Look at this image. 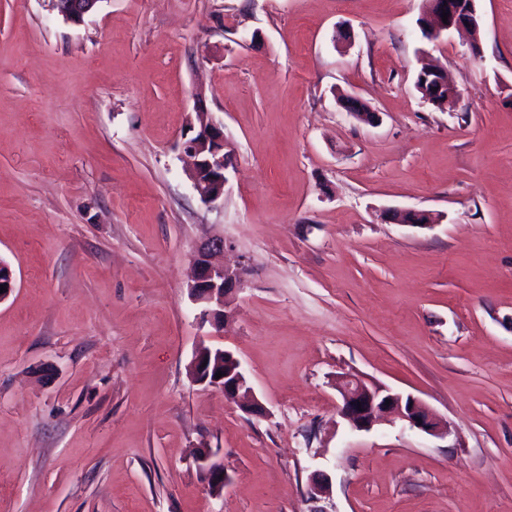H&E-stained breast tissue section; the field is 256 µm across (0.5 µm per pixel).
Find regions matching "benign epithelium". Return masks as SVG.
Here are the masks:
<instances>
[{
	"mask_svg": "<svg viewBox=\"0 0 512 512\" xmlns=\"http://www.w3.org/2000/svg\"><path fill=\"white\" fill-rule=\"evenodd\" d=\"M51 8L63 20L79 24L92 12L100 0H49ZM428 14L432 17L426 36L437 40L448 32L466 33L470 38V49L474 56L482 53L479 32L481 18L476 9V0H428ZM448 13L447 21H442V13ZM348 112L357 120L372 124L376 113L365 111L364 104L355 97L344 99ZM224 138V130L206 112L196 113V121L189 123L184 135L182 149L193 158L189 177L199 194L201 202L211 205L223 198L227 183L226 170L230 165V152ZM390 219L396 224L428 228L437 222L436 216L421 210H402L391 213ZM228 246L222 237H211L200 244L193 255L196 276L189 287L191 299L200 307L199 317L217 329L227 328L233 321L230 301L239 287L243 268H230L214 265L210 256ZM0 285L7 291L0 293V301L9 296L15 287L14 272L10 264L0 259ZM221 377H216L217 373ZM190 373L194 382L216 388L224 393L228 401H244L248 413L255 416L265 414L263 404L254 394L241 362L232 352L221 348L211 349L200 346L191 361ZM334 387L340 397L338 411L351 428L369 431L383 419L403 422L426 435L443 439L448 436V428L443 419L425 402L411 395L403 396L377 384H366L348 373L336 375ZM205 480L215 495L224 490L226 478L224 465L210 462L201 457ZM331 479L323 473L316 474L309 485V498L318 501L330 495Z\"/></svg>",
	"mask_w": 512,
	"mask_h": 512,
	"instance_id": "obj_1",
	"label": "benign epithelium"
}]
</instances>
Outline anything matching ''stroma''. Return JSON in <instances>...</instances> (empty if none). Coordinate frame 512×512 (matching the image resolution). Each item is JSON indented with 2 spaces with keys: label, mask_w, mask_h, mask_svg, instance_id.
<instances>
[{
  "label": "stroma",
  "mask_w": 512,
  "mask_h": 512,
  "mask_svg": "<svg viewBox=\"0 0 512 512\" xmlns=\"http://www.w3.org/2000/svg\"><path fill=\"white\" fill-rule=\"evenodd\" d=\"M427 5L99 0L73 25L0 0V512H512V0H477L478 57L423 37ZM429 61L454 105L417 92ZM199 109L232 151L212 206L180 155ZM212 235L244 268L221 332L188 295ZM202 344L267 416L193 382ZM343 372L448 437L353 430ZM390 219L396 224H404L419 228H428L437 222V218L434 214L421 210H402L392 212ZM200 459L202 461L201 469L209 489L213 494L220 495L226 484L224 465L216 461L207 463L208 457L206 455Z\"/></svg>",
  "instance_id": "obj_1"
}]
</instances>
